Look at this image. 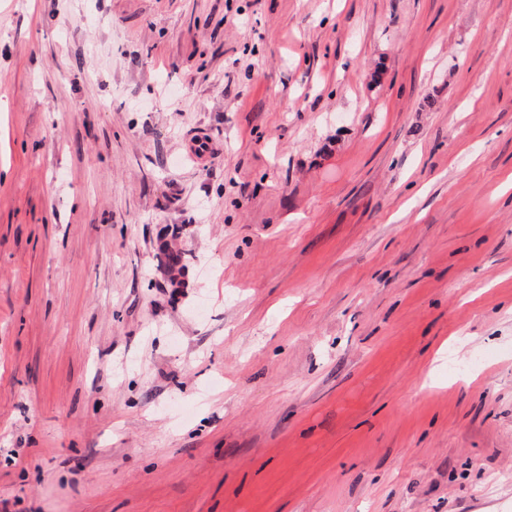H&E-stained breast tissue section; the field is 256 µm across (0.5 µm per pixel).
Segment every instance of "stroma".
Segmentation results:
<instances>
[{"instance_id": "obj_1", "label": "stroma", "mask_w": 512, "mask_h": 512, "mask_svg": "<svg viewBox=\"0 0 512 512\" xmlns=\"http://www.w3.org/2000/svg\"><path fill=\"white\" fill-rule=\"evenodd\" d=\"M7 512H512V0H0Z\"/></svg>"}]
</instances>
